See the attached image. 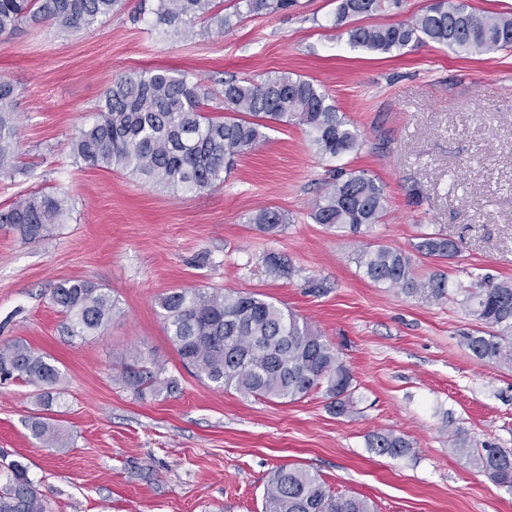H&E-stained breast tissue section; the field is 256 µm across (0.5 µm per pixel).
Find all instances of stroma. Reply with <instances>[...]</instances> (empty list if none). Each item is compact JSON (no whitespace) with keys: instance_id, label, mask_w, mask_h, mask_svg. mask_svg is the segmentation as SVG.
Returning a JSON list of instances; mask_svg holds the SVG:
<instances>
[{"instance_id":"35a3bbf8","label":"stroma","mask_w":512,"mask_h":512,"mask_svg":"<svg viewBox=\"0 0 512 512\" xmlns=\"http://www.w3.org/2000/svg\"><path fill=\"white\" fill-rule=\"evenodd\" d=\"M138 3L123 0L80 32L25 26L0 44L20 142L14 177H0V208L40 190L65 192L70 204L67 222L39 242L0 224V344L21 339L54 358L64 394L45 412L31 387L0 386V475L21 463L52 512H262L282 465L376 512H512V489L454 447L460 436L512 449V369L461 345L475 322L455 301L421 302L371 282L356 263L366 245L406 250L440 231L464 251L450 262L414 257L418 275L512 278V53L354 49L332 26L336 0H297L221 34L198 22L187 35L137 18ZM151 69L193 73L214 91L222 79L269 71L313 80L360 134L348 168L385 187L380 223L352 234L311 219L332 163L292 124L268 131L223 184L190 195L76 162L73 134L111 79ZM263 207L287 214L281 231L251 224ZM270 253L291 273L270 274ZM69 278L111 291L117 305L101 334L67 335L50 296ZM312 280L324 290L310 292ZM180 288L258 293L307 321L350 370L352 411L333 412L320 389L263 401L187 371L161 307ZM137 352L179 391L141 399L127 390L120 372ZM40 412L62 447L32 436L28 418ZM380 431L403 436L409 452L377 454L369 440Z\"/></svg>"}]
</instances>
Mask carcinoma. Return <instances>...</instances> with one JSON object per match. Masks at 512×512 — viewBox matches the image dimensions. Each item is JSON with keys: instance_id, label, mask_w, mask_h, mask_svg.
Masks as SVG:
<instances>
[{"instance_id": "1", "label": "carcinoma", "mask_w": 512, "mask_h": 512, "mask_svg": "<svg viewBox=\"0 0 512 512\" xmlns=\"http://www.w3.org/2000/svg\"><path fill=\"white\" fill-rule=\"evenodd\" d=\"M121 0H0V38L23 24L50 23L65 29L92 27L109 17ZM333 27L345 28L348 44L373 53L390 54L410 45L435 43L465 54L512 49V16L490 15L465 0H432L421 13L388 25H354L358 17L400 10L403 0H336ZM296 0H233L230 11L218 0H140L156 24L172 33H186L198 18L222 32L243 16L285 12ZM219 95L229 115L207 117L202 100L212 95L201 80L187 72L166 69L120 75L112 79L93 121L78 128L72 150L75 160L90 167H117L152 186L193 193L224 182L236 159L267 139L275 125L304 127L311 148L323 159L336 160L359 147L355 127L312 80L271 71L257 82L229 78ZM17 89L0 79V176L11 175L18 152L15 113ZM383 184L363 171L334 170L333 182L313 204L311 218L338 232L356 234L383 216ZM68 198L35 192L0 211V224L15 229L24 242L46 239L51 227L68 218ZM265 232L288 223L283 212L264 207L251 218ZM413 251L431 259L452 260L462 243L442 233H425ZM356 262L375 284L398 288L425 303L448 299L449 288L461 296L458 304L479 323L463 336L466 349L480 360L512 368V280L478 275L469 285L449 284L435 272L418 277L406 251L366 246ZM275 275L291 272L284 258L265 256ZM71 336H94L112 319L116 302L111 292L84 279H66L51 292ZM166 332L181 364L217 387L248 396L291 402L321 387L329 407L345 414L353 407L349 370L335 350L304 320L284 313L260 294L182 289L162 300ZM136 353L122 372V381L138 397L178 389L163 370H149ZM22 382L34 387L40 403L50 408L59 397L61 371L46 354L15 340L0 346V384ZM28 426L43 446L55 448L61 438L43 416ZM370 447L380 455H405L410 443L393 432L373 436ZM457 451L499 485L512 488V450L492 444L472 445L460 438ZM0 486V512H49L45 496L13 463ZM263 512H374L364 498L337 497L321 478L300 467L279 466L265 490Z\"/></svg>"}]
</instances>
